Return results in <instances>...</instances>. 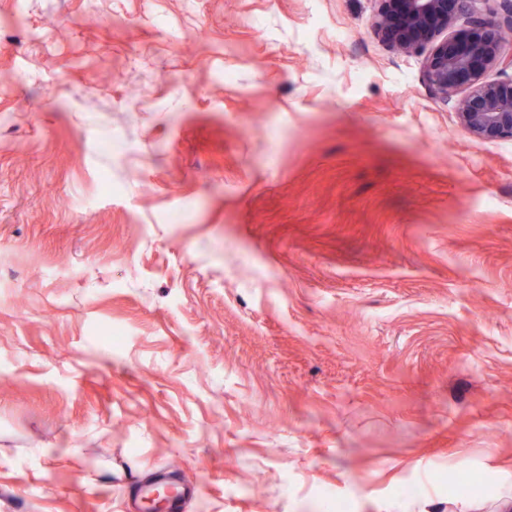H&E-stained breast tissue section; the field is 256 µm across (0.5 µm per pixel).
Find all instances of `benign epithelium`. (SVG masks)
<instances>
[{
	"instance_id": "benign-epithelium-1",
	"label": "benign epithelium",
	"mask_w": 512,
	"mask_h": 512,
	"mask_svg": "<svg viewBox=\"0 0 512 512\" xmlns=\"http://www.w3.org/2000/svg\"><path fill=\"white\" fill-rule=\"evenodd\" d=\"M372 30L403 54L424 56V79L432 94L446 102L458 93L456 115L472 136L512 138V77L488 82L489 69L512 71V0H376ZM463 39L445 36L457 24Z\"/></svg>"
}]
</instances>
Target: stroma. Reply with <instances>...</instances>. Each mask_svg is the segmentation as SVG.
<instances>
[{
  "label": "stroma",
  "mask_w": 512,
  "mask_h": 512,
  "mask_svg": "<svg viewBox=\"0 0 512 512\" xmlns=\"http://www.w3.org/2000/svg\"><path fill=\"white\" fill-rule=\"evenodd\" d=\"M375 7L0 0V512H512V140Z\"/></svg>",
  "instance_id": "obj_1"
}]
</instances>
